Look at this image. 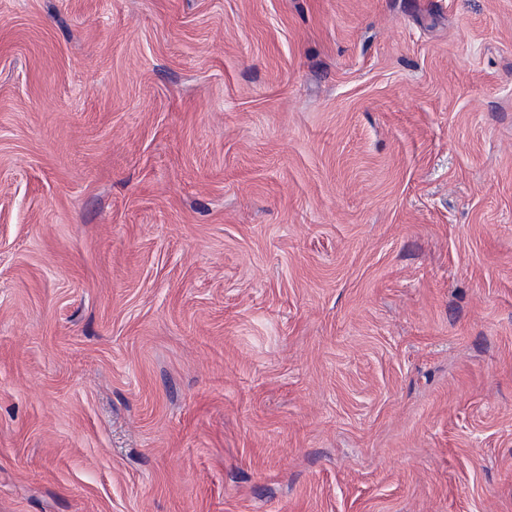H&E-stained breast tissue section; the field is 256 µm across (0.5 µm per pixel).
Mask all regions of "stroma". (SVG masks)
<instances>
[{
	"label": "stroma",
	"instance_id": "35a3bbf8",
	"mask_svg": "<svg viewBox=\"0 0 512 512\" xmlns=\"http://www.w3.org/2000/svg\"><path fill=\"white\" fill-rule=\"evenodd\" d=\"M0 512H512V0H0Z\"/></svg>",
	"mask_w": 512,
	"mask_h": 512
}]
</instances>
